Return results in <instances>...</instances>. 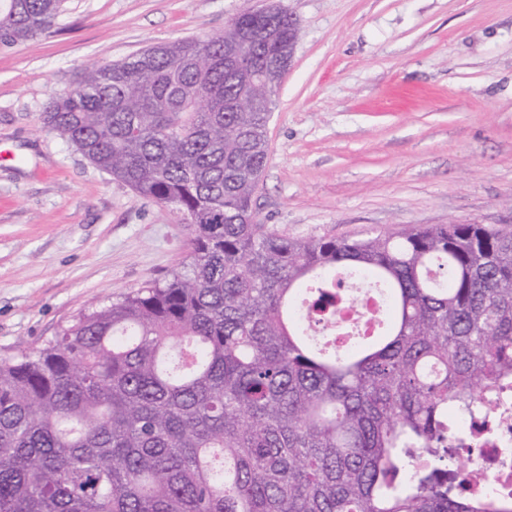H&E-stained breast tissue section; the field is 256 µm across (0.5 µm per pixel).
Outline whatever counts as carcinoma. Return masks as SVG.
Returning <instances> with one entry per match:
<instances>
[{"instance_id": "cac0c4a2", "label": "carcinoma", "mask_w": 512, "mask_h": 512, "mask_svg": "<svg viewBox=\"0 0 512 512\" xmlns=\"http://www.w3.org/2000/svg\"><path fill=\"white\" fill-rule=\"evenodd\" d=\"M62 2L0 0V47L50 31ZM298 31L242 13L49 98L48 128L194 236L164 280L0 359V512H487L448 477V407L487 414L512 379V232L256 223L275 89L254 75ZM368 284L382 334L313 344Z\"/></svg>"}]
</instances>
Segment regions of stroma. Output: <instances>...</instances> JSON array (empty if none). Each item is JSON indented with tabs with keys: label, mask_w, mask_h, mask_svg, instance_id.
Wrapping results in <instances>:
<instances>
[{
	"label": "stroma",
	"mask_w": 512,
	"mask_h": 512,
	"mask_svg": "<svg viewBox=\"0 0 512 512\" xmlns=\"http://www.w3.org/2000/svg\"><path fill=\"white\" fill-rule=\"evenodd\" d=\"M278 4L299 22L274 97L256 223L289 237L413 225L512 231V0H64L0 48V357L164 279L192 228L44 124L94 61L218 34Z\"/></svg>",
	"instance_id": "obj_1"
}]
</instances>
